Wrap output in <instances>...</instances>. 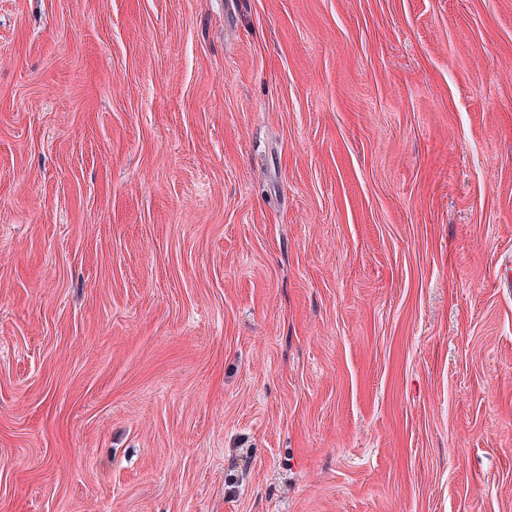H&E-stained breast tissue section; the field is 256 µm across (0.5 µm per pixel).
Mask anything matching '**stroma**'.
<instances>
[{
  "mask_svg": "<svg viewBox=\"0 0 512 512\" xmlns=\"http://www.w3.org/2000/svg\"><path fill=\"white\" fill-rule=\"evenodd\" d=\"M512 0H0V512H512Z\"/></svg>",
  "mask_w": 512,
  "mask_h": 512,
  "instance_id": "stroma-1",
  "label": "stroma"
}]
</instances>
